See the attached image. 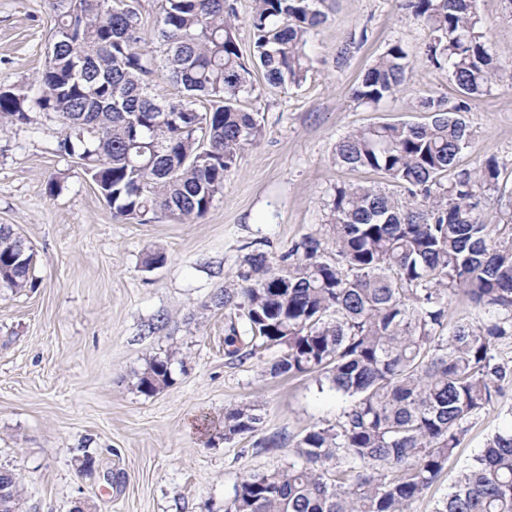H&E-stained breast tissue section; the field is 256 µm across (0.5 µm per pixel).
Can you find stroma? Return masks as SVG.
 Returning <instances> with one entry per match:
<instances>
[{
    "instance_id": "35a3bbf8",
    "label": "stroma",
    "mask_w": 512,
    "mask_h": 512,
    "mask_svg": "<svg viewBox=\"0 0 512 512\" xmlns=\"http://www.w3.org/2000/svg\"><path fill=\"white\" fill-rule=\"evenodd\" d=\"M480 9L492 54L512 65V0H481ZM53 24L47 0H0L1 89L36 90ZM395 42L409 53L410 79L396 99L360 104V77ZM427 44L396 0H333L310 36L313 67L301 86H273L254 71L243 106L259 114L265 137L241 153L209 210L185 223L162 212L113 217L91 177L57 154L59 128L42 113L0 127V224L35 252L33 287L0 288V470L19 478L18 512H224L242 477L285 467L308 430L335 424L348 405L341 395L310 375L271 377L282 347L228 357L230 328L243 338L247 328L210 301L252 250L276 258L304 235H325L335 187L384 185L381 174L336 166L334 146L370 124L426 121L421 97L456 99ZM464 118L476 150L461 165L496 158L511 189L512 85H493ZM157 250L164 265L146 269ZM166 356L170 384L141 392L149 362ZM249 402L262 410L260 430L225 440V411ZM509 428L512 391L473 419L457 463L410 512H434L459 465ZM271 436L280 448H260Z\"/></svg>"
}]
</instances>
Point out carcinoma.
I'll return each instance as SVG.
<instances>
[{
    "label": "carcinoma",
    "instance_id": "1",
    "mask_svg": "<svg viewBox=\"0 0 512 512\" xmlns=\"http://www.w3.org/2000/svg\"><path fill=\"white\" fill-rule=\"evenodd\" d=\"M56 24L37 95L0 91V126L31 122L37 109L61 128L56 152L79 160L113 215L163 211L184 222L224 193L239 154L265 136L259 113L240 105L252 69L270 85H301L312 69L307 44L328 18L326 0H254L250 59L237 40L234 0H158L146 40L138 0H47ZM428 30V59L448 72L457 101L426 96L429 120L381 124L340 138L337 166L381 173L390 188L348 184L330 206L332 247L310 234L274 263L253 250L237 287L214 294L249 327V355L283 346L270 374H307L350 399L336 424L314 426L288 466L245 476L224 512H410L457 458L468 422L512 388L500 346L512 343V210L491 214L500 166L478 158L458 168L475 134L462 113L512 68L491 53L480 0H398ZM186 97L156 93V62ZM410 72L391 44L354 90L376 108ZM204 97L200 111L192 99ZM0 224V288L21 290L33 264L9 252ZM485 310L477 325L447 330L449 301ZM149 363L152 394L171 369ZM254 405L224 413V439L258 431ZM435 512H512V431L497 432L461 468Z\"/></svg>",
    "mask_w": 512,
    "mask_h": 512
}]
</instances>
